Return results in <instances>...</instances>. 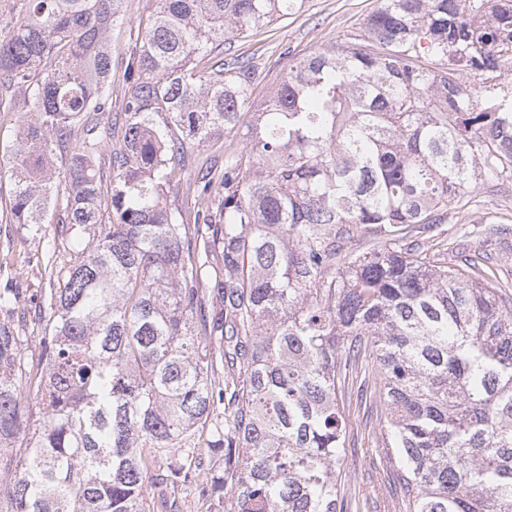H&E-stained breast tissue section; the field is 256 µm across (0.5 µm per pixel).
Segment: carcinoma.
Listing matches in <instances>:
<instances>
[{
  "instance_id": "1",
  "label": "carcinoma",
  "mask_w": 512,
  "mask_h": 512,
  "mask_svg": "<svg viewBox=\"0 0 512 512\" xmlns=\"http://www.w3.org/2000/svg\"><path fill=\"white\" fill-rule=\"evenodd\" d=\"M304 2L159 0L130 54L107 193L94 158L122 0H22L0 35V86L29 112L12 222L45 223L61 178L56 223L73 234L24 384L18 337L0 332V512H154L156 485L217 512H351L338 391L367 350L409 512H512L509 298L478 261L406 242L472 186L512 180V11L382 0L256 107L252 60L197 71L215 41ZM239 124L250 157L201 174V219L179 223L176 159ZM353 226L385 244L334 273ZM202 446L222 466L200 484Z\"/></svg>"
}]
</instances>
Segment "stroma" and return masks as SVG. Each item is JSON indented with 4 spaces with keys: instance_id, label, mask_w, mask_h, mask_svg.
<instances>
[{
    "instance_id": "35a3bbf8",
    "label": "stroma",
    "mask_w": 512,
    "mask_h": 512,
    "mask_svg": "<svg viewBox=\"0 0 512 512\" xmlns=\"http://www.w3.org/2000/svg\"><path fill=\"white\" fill-rule=\"evenodd\" d=\"M380 0H305L299 14L274 22L245 39L223 46L225 63L240 57L253 59L260 76L251 100L268 97L288 70L292 59L330 48L357 33ZM157 0H125L112 26L109 49L112 80L108 88L112 112H122L125 71L132 48L141 44ZM248 151L245 126L225 130L222 144L206 143L187 152L177 168L169 204L183 224H195L203 203L195 191L201 165L220 169L226 153ZM14 181L0 174V293L13 296L0 308V328L20 338V351L29 367L40 362L39 338L46 327L32 296L58 284L46 264L54 240L68 238L58 224H14L9 220ZM466 207H449L444 235L453 245V263L476 258L484 278L512 297V182H484L469 192ZM357 383H350L340 405L348 421L347 448L341 475V495L359 499L361 512H407L401 492L394 486L395 468L385 455L387 413L377 394L366 404L356 402Z\"/></svg>"
}]
</instances>
